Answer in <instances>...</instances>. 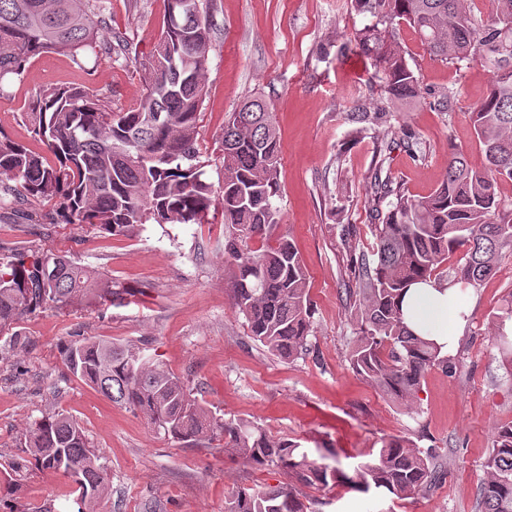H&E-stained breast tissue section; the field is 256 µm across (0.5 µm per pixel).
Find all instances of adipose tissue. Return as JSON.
<instances>
[{"instance_id": "adipose-tissue-1", "label": "adipose tissue", "mask_w": 512, "mask_h": 512, "mask_svg": "<svg viewBox=\"0 0 512 512\" xmlns=\"http://www.w3.org/2000/svg\"><path fill=\"white\" fill-rule=\"evenodd\" d=\"M456 287L435 280L411 284L401 299V309L406 323L417 333L436 342L442 353L452 351L460 323L433 322L436 314H444L457 307Z\"/></svg>"}]
</instances>
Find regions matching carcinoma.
<instances>
[{"mask_svg": "<svg viewBox=\"0 0 512 512\" xmlns=\"http://www.w3.org/2000/svg\"><path fill=\"white\" fill-rule=\"evenodd\" d=\"M165 2V28L143 98L114 109L111 96L84 88L37 91L22 117L31 138L53 153L56 164H45L41 154L0 131V199L21 194L55 200L59 224H97L114 236H131L145 224H201L221 197L233 308L271 354L293 359L307 347L313 304L292 242L281 235L269 244L280 223L275 198L281 141L272 112L254 97L228 114L221 135L223 180L214 189L204 178L208 160L198 147L209 17L201 0ZM496 3L495 12L482 19L473 13L474 0H355L370 23L343 45L371 59L374 78L392 102L422 95L395 40L402 21L441 60L455 64L478 55L494 74L486 97L469 113L484 152L482 167H470L463 150L452 145L445 175L427 196L403 194L381 163L368 181L378 243L374 259H352L355 287L346 289V301L353 304L357 332L349 360L357 375L402 404L413 400L429 369H450L440 347L405 324L402 292L433 276L458 251L461 260L446 281L477 287L496 274L502 251L512 250V209L500 193L502 183H512V0ZM106 28L103 0H0V80L23 79L26 63L48 51L74 57L84 49L108 58L128 54L123 36L98 41ZM347 116L358 133L386 122V113L363 106ZM255 239L261 246L251 245ZM110 296L112 285L65 256L13 250L0 257V333L38 310ZM492 325L503 358L512 364V300ZM62 356L74 375L140 412L165 435L191 442L222 439L226 456L287 477L284 486L232 489L224 512H307L304 487L346 486L402 501L447 475L433 451L401 438L383 441L373 460L349 473L251 422L214 416L179 377L139 347L85 339L67 344ZM26 448L36 468L60 473L76 486V512H89L107 491L108 468L69 416L55 413L30 424ZM484 473L480 512H512L511 424L497 431Z\"/></svg>", "mask_w": 512, "mask_h": 512, "instance_id": "obj_1", "label": "carcinoma"}]
</instances>
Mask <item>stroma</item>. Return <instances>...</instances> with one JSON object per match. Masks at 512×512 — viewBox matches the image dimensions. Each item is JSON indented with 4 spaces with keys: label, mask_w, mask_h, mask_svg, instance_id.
<instances>
[{
    "label": "stroma",
    "mask_w": 512,
    "mask_h": 512,
    "mask_svg": "<svg viewBox=\"0 0 512 512\" xmlns=\"http://www.w3.org/2000/svg\"><path fill=\"white\" fill-rule=\"evenodd\" d=\"M212 26L199 120L206 178L219 184V139L227 112L243 100L270 102L282 145L281 192L275 204L281 234L290 238L309 277L313 332L308 349L291 361L271 355L250 335L233 306L224 261V216L212 209L202 224H147L133 237L90 224H57L55 205L8 198L0 206V254L24 248L52 251L95 270L112 286L111 300H83L60 310L23 316L0 335V512H35L51 505L72 512L74 486L26 462L24 434L35 419L72 417L107 465L111 488L95 512H224L232 488L281 485L270 468L253 471L224 455L220 441L194 445L156 432L144 417L110 402L73 375L61 348L82 338L133 343L192 388L196 398L227 421L244 419L306 448H328L346 470L382 441L399 437L433 449L446 461L441 484L395 503L341 487L307 489L309 512H478L483 463L501 426L512 423V365L505 362L489 324L512 298V252L479 287L460 289L465 325L450 359L455 373L429 370L410 406L391 402L354 373L349 352L356 322L344 301L348 286L346 227L371 253L367 181L383 164L408 195H429L441 182L448 147H462L472 167L483 154L469 120L488 93L492 74L480 60L448 64L433 57L407 25L396 38L420 81L422 95L389 103L373 82L366 56L344 50L367 23L354 0H201ZM113 31L130 44L111 60L45 53L24 80L0 83V130L42 153L21 117L39 89L70 85L111 92L124 104L145 92L143 64L164 25V0H106ZM453 95L452 109L442 108ZM381 106L385 123L351 133L348 112ZM413 134L418 154L387 150ZM20 472L4 471L8 462Z\"/></svg>",
    "instance_id": "obj_1"
}]
</instances>
